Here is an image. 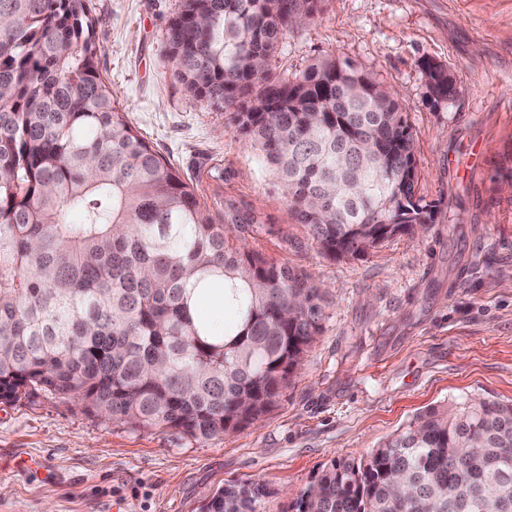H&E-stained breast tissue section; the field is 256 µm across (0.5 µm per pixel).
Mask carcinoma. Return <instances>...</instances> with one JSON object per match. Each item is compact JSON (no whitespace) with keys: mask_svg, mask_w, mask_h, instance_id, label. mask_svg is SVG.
<instances>
[{"mask_svg":"<svg viewBox=\"0 0 512 512\" xmlns=\"http://www.w3.org/2000/svg\"><path fill=\"white\" fill-rule=\"evenodd\" d=\"M91 0H0V401L77 397L96 417L195 440L278 402L327 318L303 269L230 245L263 223L200 200L101 78ZM327 0H182L164 32L175 76L273 167L333 260L421 231L413 135L394 93L349 59L283 78L271 58ZM435 102L447 65L424 59ZM224 297V326L194 315ZM254 482L201 512H255ZM294 512H512V402L454 400L360 458L333 460Z\"/></svg>","mask_w":512,"mask_h":512,"instance_id":"cac0c4a2","label":"carcinoma"}]
</instances>
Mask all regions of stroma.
Masks as SVG:
<instances>
[{
  "label": "stroma",
  "mask_w": 512,
  "mask_h": 512,
  "mask_svg": "<svg viewBox=\"0 0 512 512\" xmlns=\"http://www.w3.org/2000/svg\"><path fill=\"white\" fill-rule=\"evenodd\" d=\"M181 0H92L99 72L132 126L205 200L263 218L246 248L304 269L329 291L323 330L276 406L197 441L134 430L50 397L0 403V512H199L252 481L256 512H290L332 460L358 458L430 407L512 401V0H329L291 29L277 72L350 59L392 88L412 128L424 233L333 261L310 245L260 152L224 110L192 100L163 32ZM445 63L432 103L420 66ZM222 168L223 182L210 170ZM421 67L427 78L433 100L437 103L448 100L454 91L455 83L447 65L435 60L424 59L421 62Z\"/></svg>",
  "instance_id": "stroma-1"
}]
</instances>
